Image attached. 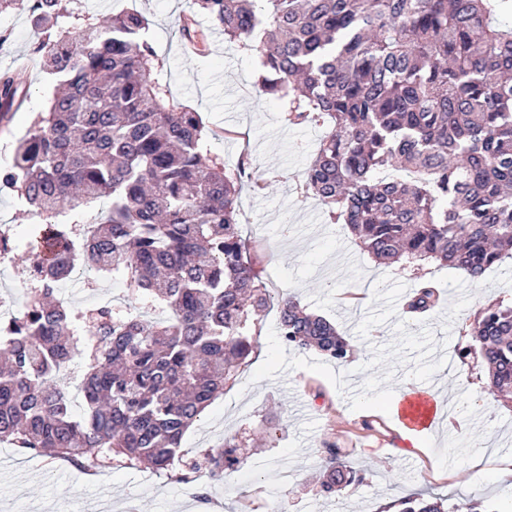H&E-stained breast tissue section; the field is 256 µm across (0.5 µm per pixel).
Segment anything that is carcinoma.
<instances>
[{
  "instance_id": "obj_1",
  "label": "carcinoma",
  "mask_w": 512,
  "mask_h": 512,
  "mask_svg": "<svg viewBox=\"0 0 512 512\" xmlns=\"http://www.w3.org/2000/svg\"><path fill=\"white\" fill-rule=\"evenodd\" d=\"M224 39L256 51L260 92L288 98L292 125L327 126L305 171V193L345 225L382 264L414 272L438 262L477 280L512 254V26L494 17L512 0H194ZM27 9L56 82L0 168V190L18 192L60 249L28 260L33 287L0 343V441L22 452L67 458L99 471L112 465L174 470L208 497L244 461L237 437L186 459L188 428L242 379L252 329L267 306L239 222V195L253 161L227 171L210 159L199 113L175 102L155 73L146 18L121 11L99 24L61 12L59 0H0V14ZM15 80L0 77V112ZM107 199L82 253L57 221ZM83 266L119 275L133 297L169 312L151 320L100 307L88 317L79 398L58 381L80 337L75 309L54 285ZM420 281L404 307L415 318L441 305ZM491 394H512V300L469 325ZM278 337L287 348L338 364L351 346L336 326L282 300ZM344 449H324L318 494L361 478ZM380 512H489L479 501L408 496Z\"/></svg>"
}]
</instances>
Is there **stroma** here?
Segmentation results:
<instances>
[{
	"instance_id": "stroma-1",
	"label": "stroma",
	"mask_w": 512,
	"mask_h": 512,
	"mask_svg": "<svg viewBox=\"0 0 512 512\" xmlns=\"http://www.w3.org/2000/svg\"><path fill=\"white\" fill-rule=\"evenodd\" d=\"M62 4L101 20L126 9L147 19L161 77L179 103L199 112L210 132V156L231 170L249 154L267 184L240 193L256 278L272 294L293 297L307 311L336 321L353 351L339 365L287 349L277 336V307L262 312L258 346L241 382L216 398L182 440L187 456L233 435L248 443L241 467L211 482L209 503L199 502L169 471L118 468L91 475L0 443V512H98L104 506L110 512H268L276 502L284 512H379L417 493L456 503L480 500L491 512H512V479L497 472L499 460L512 457V407L488 392L464 354L471 343L466 328L475 315L498 299H512V259L474 283L447 266L425 265L443 302L428 317L409 318L402 304L413 279L375 262L344 225L332 223L319 201L304 194V173L325 128L287 123L284 103L258 91L253 51L215 29L207 30L203 50L186 49L179 24L192 14V0ZM42 39L27 12L0 15V73L19 74L24 87L19 107L0 115V158L10 157L36 113L49 104L53 84L36 53ZM27 256L19 247L8 265H0V297L20 305L29 288ZM66 289L77 307L97 296L112 298L120 308L130 303L116 277L80 279ZM407 374L421 388L437 382L454 395L478 396L479 414L467 428L488 442L483 456L451 453L463 438L443 423L434 427L427 447L404 448L385 405ZM326 442L343 448L348 467L363 475L355 489L329 500L317 494Z\"/></svg>"
}]
</instances>
